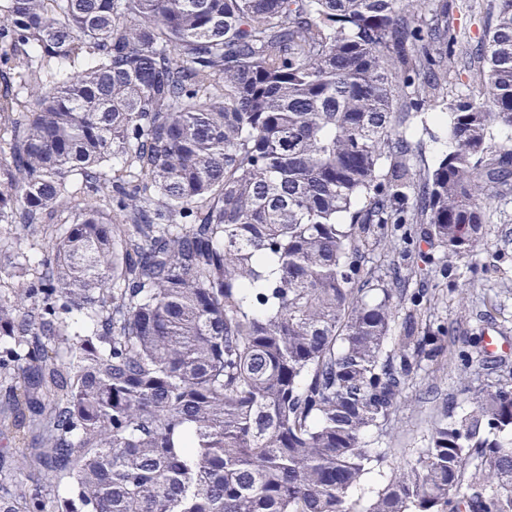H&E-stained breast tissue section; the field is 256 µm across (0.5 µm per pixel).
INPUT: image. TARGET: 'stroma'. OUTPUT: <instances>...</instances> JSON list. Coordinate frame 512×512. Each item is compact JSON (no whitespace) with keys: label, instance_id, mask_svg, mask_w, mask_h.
Here are the masks:
<instances>
[{"label":"stroma","instance_id":"obj_1","mask_svg":"<svg viewBox=\"0 0 512 512\" xmlns=\"http://www.w3.org/2000/svg\"><path fill=\"white\" fill-rule=\"evenodd\" d=\"M454 27L470 45H478L490 16L484 0H456ZM419 149L415 169L431 168L450 152L445 120L422 115L406 129ZM365 267L377 277L402 278V293L394 299V327L402 329L408 314L425 310L430 330L446 333L445 351L438 360L422 362L410 376L405 399L387 431L365 433L366 447L380 453L354 498L369 501L394 467L413 461L425 447L432 423L445 412H460L467 369L480 370L483 362L512 368V193L494 188L483 239L471 255L448 262L428 238L393 231L390 242L370 244L364 251ZM466 297H459V289ZM432 304H425V297ZM495 336L507 345L495 353L486 347Z\"/></svg>","mask_w":512,"mask_h":512}]
</instances>
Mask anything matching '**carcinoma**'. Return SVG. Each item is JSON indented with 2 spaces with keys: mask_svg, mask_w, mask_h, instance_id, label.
Instances as JSON below:
<instances>
[{
  "mask_svg": "<svg viewBox=\"0 0 512 512\" xmlns=\"http://www.w3.org/2000/svg\"><path fill=\"white\" fill-rule=\"evenodd\" d=\"M0 0V512H512V372L463 390L365 506L414 366L363 269L386 224L464 258L509 189L512 0L491 5L454 149L403 126L445 101L453 4ZM76 313L80 320H71ZM65 494L13 481L17 469Z\"/></svg>",
  "mask_w": 512,
  "mask_h": 512,
  "instance_id": "carcinoma-1",
  "label": "carcinoma"
}]
</instances>
